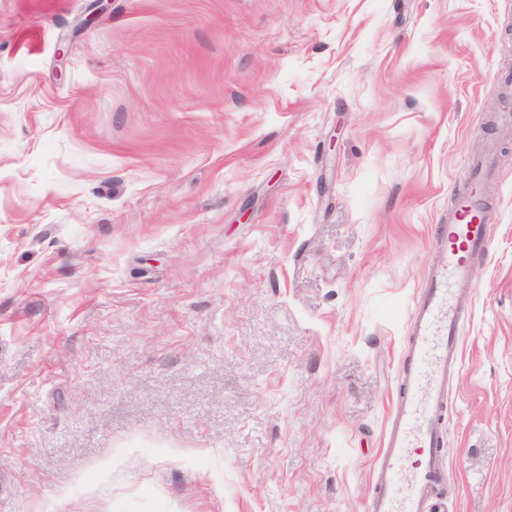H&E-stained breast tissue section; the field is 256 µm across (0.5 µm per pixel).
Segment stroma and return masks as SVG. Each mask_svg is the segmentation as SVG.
<instances>
[{
  "label": "stroma",
  "mask_w": 512,
  "mask_h": 512,
  "mask_svg": "<svg viewBox=\"0 0 512 512\" xmlns=\"http://www.w3.org/2000/svg\"><path fill=\"white\" fill-rule=\"evenodd\" d=\"M512 0H0V512H367L441 215L494 145L444 512H512Z\"/></svg>",
  "instance_id": "1"
}]
</instances>
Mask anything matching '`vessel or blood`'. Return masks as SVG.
<instances>
[{"label": "vessel or blood", "instance_id": "vessel-or-blood-1", "mask_svg": "<svg viewBox=\"0 0 512 512\" xmlns=\"http://www.w3.org/2000/svg\"><path fill=\"white\" fill-rule=\"evenodd\" d=\"M470 167L471 184L444 218L435 239L437 262L410 312V344L397 405L373 472L369 512H426L429 499L443 485L440 428L448 406V373L461 362L465 309L455 285L471 277L472 257L491 243L483 220L488 160L473 159Z\"/></svg>", "mask_w": 512, "mask_h": 512}]
</instances>
